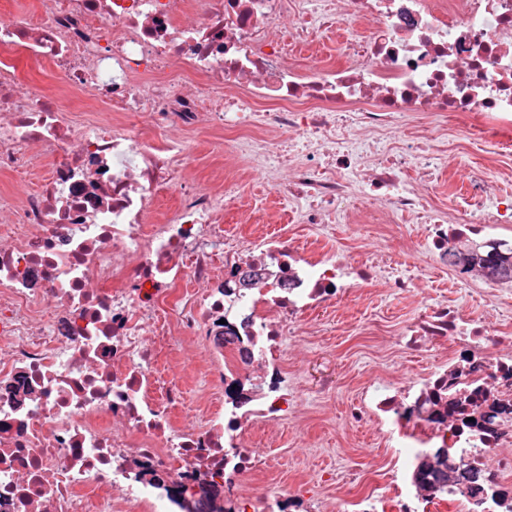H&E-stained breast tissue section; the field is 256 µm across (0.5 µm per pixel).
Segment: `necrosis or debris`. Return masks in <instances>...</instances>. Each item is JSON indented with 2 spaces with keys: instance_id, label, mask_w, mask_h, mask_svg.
Masks as SVG:
<instances>
[{
  "instance_id": "4bbe7bcc",
  "label": "necrosis or debris",
  "mask_w": 512,
  "mask_h": 512,
  "mask_svg": "<svg viewBox=\"0 0 512 512\" xmlns=\"http://www.w3.org/2000/svg\"><path fill=\"white\" fill-rule=\"evenodd\" d=\"M361 23L342 62L301 48L337 17ZM49 64L107 120L75 122L24 80ZM479 112L488 140L512 127V0H39L0 21V170L42 178L0 198V512H324L301 483L249 494L272 468L259 428L296 415L286 344L310 312L374 281L400 293L448 265V244L512 224V197L482 171L447 223L404 178L431 181L430 143H397L407 114ZM240 132L254 166H292L269 190L306 224L414 218L420 242L315 257L293 238L230 229L239 183L190 178L191 130ZM175 206L157 219L162 196ZM396 336L435 354L412 380L352 411L392 451L387 494L357 512H440L454 486L415 479L448 461L478 484L463 512H512V331L431 297ZM195 347L208 386L199 424L160 363Z\"/></svg>"
}]
</instances>
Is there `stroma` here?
<instances>
[{
    "mask_svg": "<svg viewBox=\"0 0 512 512\" xmlns=\"http://www.w3.org/2000/svg\"><path fill=\"white\" fill-rule=\"evenodd\" d=\"M484 122V116L474 113H461L444 121V129L435 139L442 176L431 188H422L415 172L406 174L411 187L424 189L430 205L446 218L455 215L450 186L462 184L469 171H484L500 194L512 195V139L500 146L461 135L464 127H477ZM189 140L197 157L194 175L200 182H207L219 167L248 164L247 159L225 151L218 133L196 131L190 133ZM273 176V171L259 168L240 185L238 205L226 215L228 225L238 226L246 214L252 224L269 232L299 237L324 250L358 254L389 248L393 231L376 224H339L332 233L319 234L311 225L302 223L298 213L268 195L267 186ZM431 276L433 294L444 297L449 305L474 314L484 311L483 293L461 292L452 276L439 268L433 269ZM415 312L414 296L379 291L363 300L356 313L334 309L315 313L311 335L289 340L288 364L303 418L297 425L278 424L262 430L260 445L277 455L279 466L258 478L256 488L314 483L326 469L340 477L348 469H367L371 459L384 457L386 449L379 429L371 423L350 425L348 411L364 387L380 388L391 375H411L430 361L431 352L403 354L393 343H380L373 333L378 323L399 330Z\"/></svg>",
    "mask_w": 512,
    "mask_h": 512,
    "instance_id": "stroma-1",
    "label": "stroma"
}]
</instances>
